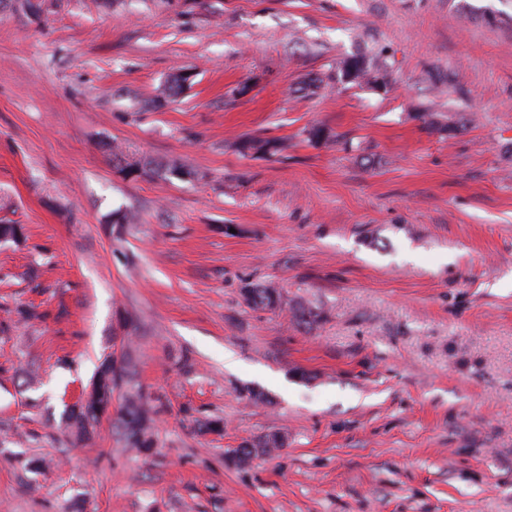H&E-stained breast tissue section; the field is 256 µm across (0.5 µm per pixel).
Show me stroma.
Wrapping results in <instances>:
<instances>
[{
    "mask_svg": "<svg viewBox=\"0 0 512 512\" xmlns=\"http://www.w3.org/2000/svg\"><path fill=\"white\" fill-rule=\"evenodd\" d=\"M368 46L387 92L300 93ZM113 144L186 176L120 173ZM0 222L25 227L0 242V512H512V0H0ZM107 355L151 453L114 415L57 428ZM237 149L244 155L275 156L283 152L286 145L278 140L259 137H244L237 141ZM244 298L253 307L274 309L282 305L283 294L280 288L272 283L248 285L244 288ZM277 302V305H274ZM143 399L140 391L129 392L120 415L124 441L138 451L155 447L154 419Z\"/></svg>",
    "mask_w": 512,
    "mask_h": 512,
    "instance_id": "1",
    "label": "stroma"
}]
</instances>
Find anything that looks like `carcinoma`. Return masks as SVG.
Here are the masks:
<instances>
[{"mask_svg":"<svg viewBox=\"0 0 512 512\" xmlns=\"http://www.w3.org/2000/svg\"><path fill=\"white\" fill-rule=\"evenodd\" d=\"M332 80L340 85L368 86L372 89L392 82L391 65L381 51L367 50L342 58L336 63V73ZM286 145L278 140L259 137H244L237 141V149L244 155L275 156L283 152ZM128 167L139 176L151 177L159 171L173 174L181 171L176 165L159 167L151 162L129 164ZM244 298L253 307L274 309L282 305L283 294L272 283L248 285L244 288ZM127 366L116 358H103L86 388L84 399L62 412L60 429L80 443L92 439L95 426L108 415L112 405V392L126 381ZM120 424L126 445L138 451L155 447L154 419L147 409L143 395L139 391L130 392L120 415Z\"/></svg>","mask_w":512,"mask_h":512,"instance_id":"obj_1","label":"carcinoma"}]
</instances>
